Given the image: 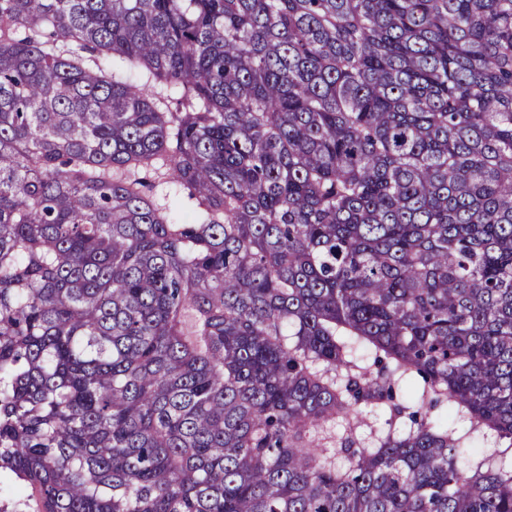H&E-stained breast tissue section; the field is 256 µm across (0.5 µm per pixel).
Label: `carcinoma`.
Segmentation results:
<instances>
[{"mask_svg": "<svg viewBox=\"0 0 512 512\" xmlns=\"http://www.w3.org/2000/svg\"><path fill=\"white\" fill-rule=\"evenodd\" d=\"M5 472L0 512H512V0H0ZM142 176L146 177L150 184H153L155 181V187L151 192V194L154 195L155 200L161 203H165L166 201H169L170 203L173 202L175 212L177 214H186L189 210H193L195 208V204L192 200L187 198L185 193H180L178 198H173L174 191L165 184H159L158 180H155V177L152 174L147 173L142 174ZM359 412V419L362 423L357 432V443L361 447L368 448L375 435L387 428L385 420L388 416L384 415L379 408L371 405L361 406Z\"/></svg>", "mask_w": 512, "mask_h": 512, "instance_id": "carcinoma-1", "label": "carcinoma"}]
</instances>
